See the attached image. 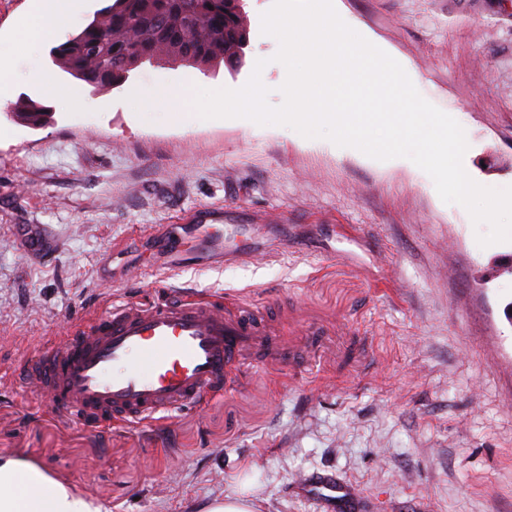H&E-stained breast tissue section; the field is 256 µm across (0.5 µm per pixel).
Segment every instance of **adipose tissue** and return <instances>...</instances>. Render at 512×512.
Instances as JSON below:
<instances>
[{"label":"adipose tissue","instance_id":"adipose-tissue-1","mask_svg":"<svg viewBox=\"0 0 512 512\" xmlns=\"http://www.w3.org/2000/svg\"><path fill=\"white\" fill-rule=\"evenodd\" d=\"M59 0H32L30 24L25 37L33 46H43L63 35ZM129 107L144 111L149 104L163 106L171 121L184 117L180 94L162 87L138 86L127 97ZM0 512H100L98 506L73 493L42 466L23 458L0 455Z\"/></svg>","mask_w":512,"mask_h":512}]
</instances>
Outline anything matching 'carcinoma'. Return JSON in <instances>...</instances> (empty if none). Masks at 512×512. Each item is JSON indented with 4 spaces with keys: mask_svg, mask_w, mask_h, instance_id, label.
<instances>
[{
    "mask_svg": "<svg viewBox=\"0 0 512 512\" xmlns=\"http://www.w3.org/2000/svg\"><path fill=\"white\" fill-rule=\"evenodd\" d=\"M248 41L245 0H113L50 56L77 80L116 88L145 61L237 68ZM48 116V106L35 100L23 112L32 126Z\"/></svg>",
    "mask_w": 512,
    "mask_h": 512,
    "instance_id": "obj_1",
    "label": "carcinoma"
}]
</instances>
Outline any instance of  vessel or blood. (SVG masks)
I'll return each mask as SVG.
<instances>
[{
	"label": "vessel or blood",
	"instance_id": "vessel-or-blood-1",
	"mask_svg": "<svg viewBox=\"0 0 512 512\" xmlns=\"http://www.w3.org/2000/svg\"><path fill=\"white\" fill-rule=\"evenodd\" d=\"M279 355L262 310L181 294L126 301L71 322L23 364L19 382L66 421L147 424L222 394L235 372ZM294 490L320 505L351 492L329 473L306 475Z\"/></svg>",
	"mask_w": 512,
	"mask_h": 512
}]
</instances>
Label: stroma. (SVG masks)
I'll list each match as a JSON object with an SVG mask.
<instances>
[{"instance_id":"1","label":"stroma","mask_w":512,"mask_h":512,"mask_svg":"<svg viewBox=\"0 0 512 512\" xmlns=\"http://www.w3.org/2000/svg\"><path fill=\"white\" fill-rule=\"evenodd\" d=\"M246 0L236 70L155 61L130 84L236 88L278 47ZM469 136L477 183L512 185V0H337ZM28 0H0L11 102L39 99ZM57 80L97 108L52 105L34 127L0 113V454L43 466L102 512H205L257 473V512H316L293 483L335 473L360 512H512V242L480 247L464 207L415 164L377 161L241 119L183 122L126 89ZM218 207L229 256L163 249L179 217ZM174 291L267 310L287 361L142 427L67 422L14 371L84 312Z\"/></svg>"}]
</instances>
